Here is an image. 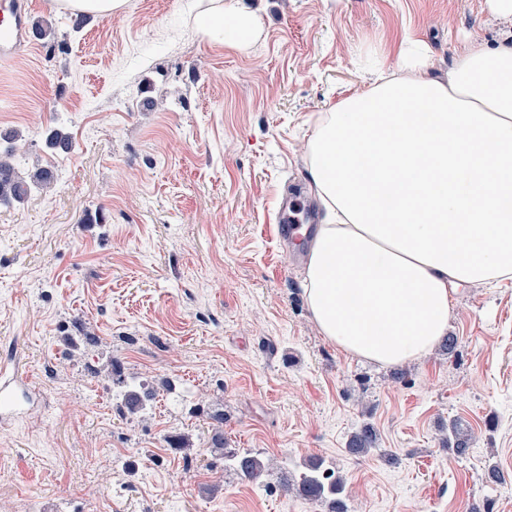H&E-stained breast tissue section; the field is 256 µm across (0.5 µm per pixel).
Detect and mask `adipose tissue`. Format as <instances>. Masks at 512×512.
<instances>
[{
	"label": "adipose tissue",
	"mask_w": 512,
	"mask_h": 512,
	"mask_svg": "<svg viewBox=\"0 0 512 512\" xmlns=\"http://www.w3.org/2000/svg\"><path fill=\"white\" fill-rule=\"evenodd\" d=\"M211 5L215 45L245 17ZM310 173L335 221L319 225L303 281L322 335L382 366L427 356L448 331L452 288L512 276V47L465 46L435 76L410 42L392 76L322 118Z\"/></svg>",
	"instance_id": "1"
}]
</instances>
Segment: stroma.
I'll return each mask as SVG.
<instances>
[{
    "instance_id": "35a3bbf8",
    "label": "stroma",
    "mask_w": 512,
    "mask_h": 512,
    "mask_svg": "<svg viewBox=\"0 0 512 512\" xmlns=\"http://www.w3.org/2000/svg\"><path fill=\"white\" fill-rule=\"evenodd\" d=\"M224 3L255 17L246 41L202 36L208 0H124L77 33L59 0H31L56 40L0 67L20 167L65 176L0 208V368L33 391L23 420H0V512H71L77 489L112 512H325L281 487L314 456L345 476L349 512H512V479L488 476L512 467V277L455 290L453 353L379 367L322 337L306 265L274 233L285 193L323 219L309 142L376 53L393 66L418 42L442 75L512 27L490 0ZM55 122L73 155L45 152ZM142 383L145 415L120 397ZM367 423L380 454L349 456ZM218 429L276 461L263 483L225 471Z\"/></svg>"
}]
</instances>
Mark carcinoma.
<instances>
[{"label":"carcinoma","mask_w":512,"mask_h":512,"mask_svg":"<svg viewBox=\"0 0 512 512\" xmlns=\"http://www.w3.org/2000/svg\"><path fill=\"white\" fill-rule=\"evenodd\" d=\"M45 147L59 156L72 154L75 142L68 130L59 125L47 128L44 136ZM57 183L56 171L50 167L23 170L18 166L13 148L0 150V206L13 207L24 203L33 192L47 193ZM125 402L136 412L147 409L153 393L128 390L124 393ZM447 441L454 451L463 455L469 448L468 439L461 435L457 426L448 428ZM211 445L224 458V469L252 481L259 482L271 471L270 462L248 452L224 448V433L217 429L211 437ZM346 451L349 455L361 458L381 451L374 429L362 426L348 439ZM287 491L296 497L327 507V512H348L346 505V481L343 476L324 466L320 459L306 464V471L287 485Z\"/></svg>","instance_id":"cac0c4a2"}]
</instances>
